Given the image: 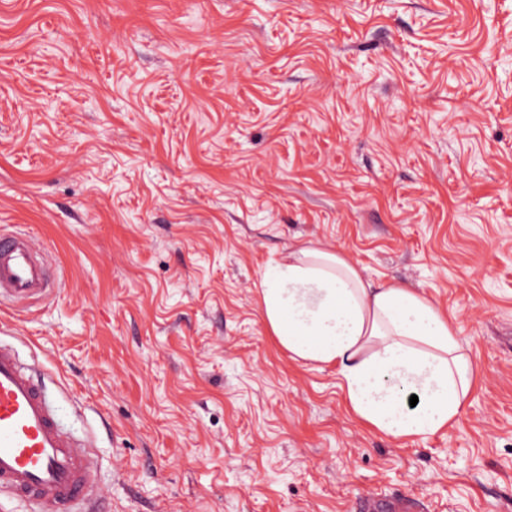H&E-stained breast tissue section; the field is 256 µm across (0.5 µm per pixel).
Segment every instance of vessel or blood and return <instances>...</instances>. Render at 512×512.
I'll return each mask as SVG.
<instances>
[{"label":"vessel or blood","mask_w":512,"mask_h":512,"mask_svg":"<svg viewBox=\"0 0 512 512\" xmlns=\"http://www.w3.org/2000/svg\"><path fill=\"white\" fill-rule=\"evenodd\" d=\"M53 287L27 234L0 235V301L23 303ZM95 472L60 426L42 380L0 342V490L35 501L40 512H95Z\"/></svg>","instance_id":"1"}]
</instances>
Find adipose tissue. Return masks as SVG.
I'll list each match as a JSON object with an SVG mask.
<instances>
[{
	"label": "adipose tissue",
	"instance_id": "ef3b65f1",
	"mask_svg": "<svg viewBox=\"0 0 512 512\" xmlns=\"http://www.w3.org/2000/svg\"><path fill=\"white\" fill-rule=\"evenodd\" d=\"M263 318L293 359L338 368L352 411L381 433H438L474 371L457 329L425 295L364 280L327 248L289 249L261 283Z\"/></svg>",
	"mask_w": 512,
	"mask_h": 512
}]
</instances>
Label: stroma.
<instances>
[{
    "mask_svg": "<svg viewBox=\"0 0 512 512\" xmlns=\"http://www.w3.org/2000/svg\"><path fill=\"white\" fill-rule=\"evenodd\" d=\"M55 285L0 341L101 512H512V0H0V233ZM305 240L432 299L475 382L393 438L290 358Z\"/></svg>",
    "mask_w": 512,
    "mask_h": 512,
    "instance_id": "stroma-1",
    "label": "stroma"
}]
</instances>
